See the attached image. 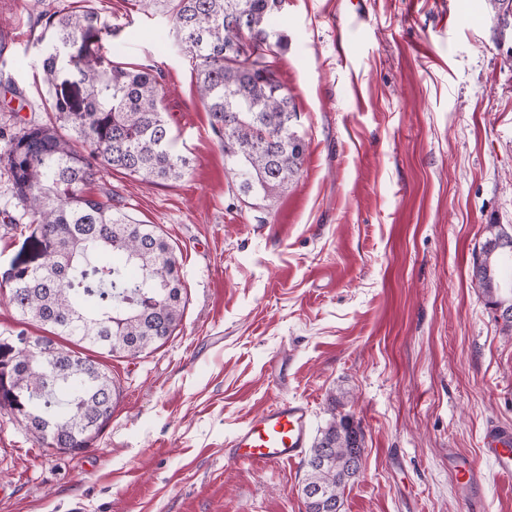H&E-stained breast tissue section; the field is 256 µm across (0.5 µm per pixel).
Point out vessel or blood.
<instances>
[{"instance_id": "vessel-or-blood-1", "label": "vessel or blood", "mask_w": 512, "mask_h": 512, "mask_svg": "<svg viewBox=\"0 0 512 512\" xmlns=\"http://www.w3.org/2000/svg\"><path fill=\"white\" fill-rule=\"evenodd\" d=\"M308 444V405L281 399L246 421L228 442L225 455L243 465L292 464L303 456ZM484 453L498 476L512 477V429L490 426L485 433ZM454 474L466 495L479 492L480 480L469 462L456 463Z\"/></svg>"}]
</instances>
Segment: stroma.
Wrapping results in <instances>:
<instances>
[{
    "label": "stroma",
    "mask_w": 512,
    "mask_h": 512,
    "mask_svg": "<svg viewBox=\"0 0 512 512\" xmlns=\"http://www.w3.org/2000/svg\"><path fill=\"white\" fill-rule=\"evenodd\" d=\"M75 9L112 26L105 54L158 75L192 160L177 182L109 171L88 188L173 245L186 306L159 348L98 355L118 399L94 448L42 447L0 408V512H306L304 462L224 456L280 398L308 404L314 432L360 424L343 512H469L458 457L484 512H512V478L483 454L487 426H512V338L471 280L486 225L512 231V25L486 0H284L276 66L307 149L300 178L259 208L234 187L169 15L138 0H0L15 31L0 127L53 122L45 23ZM16 213L0 165V344L65 346L5 300L26 238ZM454 474L457 484L465 491L468 497L480 493V480L471 464L466 461L456 463Z\"/></svg>",
    "instance_id": "obj_1"
}]
</instances>
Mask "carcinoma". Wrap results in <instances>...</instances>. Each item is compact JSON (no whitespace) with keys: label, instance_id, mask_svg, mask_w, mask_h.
<instances>
[{"label":"carcinoma","instance_id":"carcinoma-1","mask_svg":"<svg viewBox=\"0 0 512 512\" xmlns=\"http://www.w3.org/2000/svg\"><path fill=\"white\" fill-rule=\"evenodd\" d=\"M170 15L196 75L200 101L224 147L243 200L270 203L300 175L306 146L294 96L274 64L282 36L271 28L283 0H141ZM52 49L40 62L56 120L0 130V162L13 198L30 219V253L3 275L19 320L57 336L136 355L164 344L186 306L180 262L154 226L133 221L112 199L84 187L103 171L144 184L178 181L190 162L174 150L155 75L112 61L102 41L112 29L88 10L51 15ZM506 229L486 225L473 259L486 304L496 306L511 282L512 257L497 250ZM117 390L107 369L88 356L45 347L29 359L0 353V408L10 410L41 445L76 455L112 420ZM359 424L332 419L306 458L307 512H338L356 476Z\"/></svg>","mask_w":512,"mask_h":512}]
</instances>
